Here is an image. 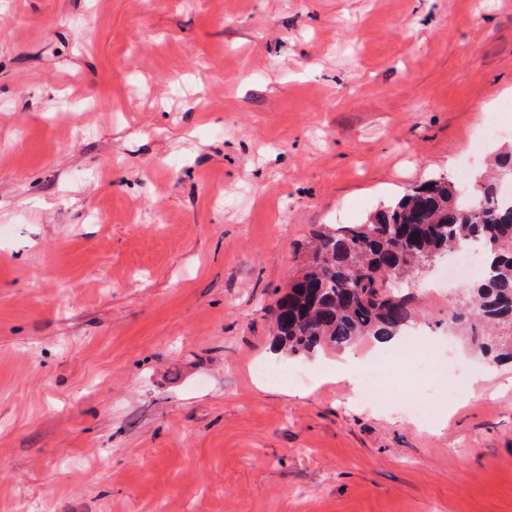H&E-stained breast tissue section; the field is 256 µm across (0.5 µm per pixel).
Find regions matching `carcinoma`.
<instances>
[{
  "instance_id": "cac0c4a2",
  "label": "carcinoma",
  "mask_w": 512,
  "mask_h": 512,
  "mask_svg": "<svg viewBox=\"0 0 512 512\" xmlns=\"http://www.w3.org/2000/svg\"><path fill=\"white\" fill-rule=\"evenodd\" d=\"M512 172V150L494 159L491 176L473 193L483 211L447 178L427 180L381 207L363 224L325 225L313 233L305 269L288 284L274 313V347L313 356L361 339L397 335L413 314L412 299L390 281L404 280L443 254L479 245L485 272L468 288L454 320L482 328L512 324V200H500L496 181ZM483 353L512 359L485 333L472 332Z\"/></svg>"
}]
</instances>
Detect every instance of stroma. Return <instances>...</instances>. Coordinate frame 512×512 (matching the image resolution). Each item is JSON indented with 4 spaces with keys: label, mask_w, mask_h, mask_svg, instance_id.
<instances>
[{
    "label": "stroma",
    "mask_w": 512,
    "mask_h": 512,
    "mask_svg": "<svg viewBox=\"0 0 512 512\" xmlns=\"http://www.w3.org/2000/svg\"><path fill=\"white\" fill-rule=\"evenodd\" d=\"M511 102L512 0H0V512H512L447 260L403 285L430 414L334 350L253 372L312 232L512 149Z\"/></svg>",
    "instance_id": "1"
}]
</instances>
